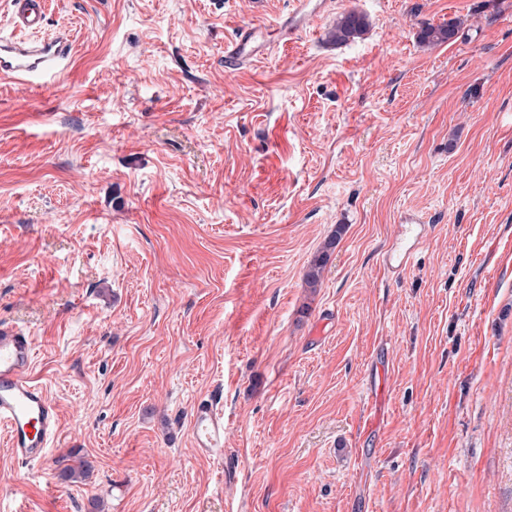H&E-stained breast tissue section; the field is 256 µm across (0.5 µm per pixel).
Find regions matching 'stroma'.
I'll list each match as a JSON object with an SVG mask.
<instances>
[{
	"label": "stroma",
	"instance_id": "1",
	"mask_svg": "<svg viewBox=\"0 0 512 512\" xmlns=\"http://www.w3.org/2000/svg\"><path fill=\"white\" fill-rule=\"evenodd\" d=\"M336 2L362 38L230 73L289 0H47L65 69L0 79V323L61 431L28 465L0 428V512H512V0ZM407 208L434 229L390 280ZM458 20H449L448 23L434 26L424 24L421 28L419 39L427 45H439L452 41L458 34ZM269 29L263 26L243 27L224 42V69L236 71L266 55L271 49L267 43ZM344 231V225H337L333 235L326 241L322 250L310 262L305 272V282L308 288L315 290L318 287L322 273L327 264L329 252L336 247ZM191 436L199 456L224 462V412L216 396L199 398L193 406Z\"/></svg>",
	"mask_w": 512,
	"mask_h": 512
}]
</instances>
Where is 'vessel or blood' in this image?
Wrapping results in <instances>:
<instances>
[{
	"instance_id": "obj_1",
	"label": "vessel or blood",
	"mask_w": 512,
	"mask_h": 512,
	"mask_svg": "<svg viewBox=\"0 0 512 512\" xmlns=\"http://www.w3.org/2000/svg\"><path fill=\"white\" fill-rule=\"evenodd\" d=\"M293 9L277 27L289 41L306 34L310 23L327 17L330 0H292ZM9 35L0 36V78L19 82L33 76L56 77L69 57L71 37L58 32L45 39L44 0H9ZM269 30L263 26L239 29L224 43V67L236 71L266 55L271 48ZM431 226L413 211L400 216L397 233L381 257L384 271L397 275L406 270L427 242ZM33 336L0 323V426L7 429L10 448L19 461L43 463L59 436V414L44 387L31 376ZM191 436L199 456L224 460V412L217 397L199 398L192 410Z\"/></svg>"
}]
</instances>
